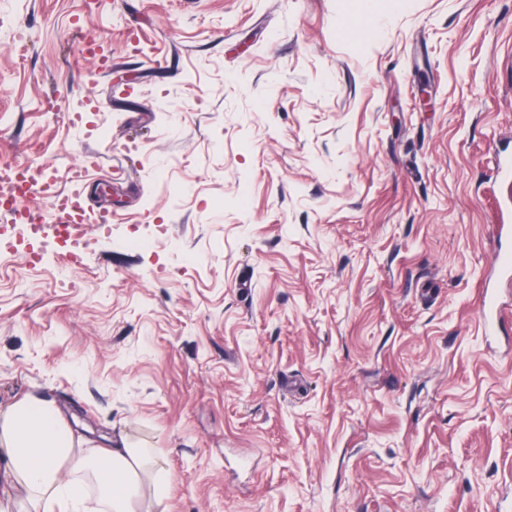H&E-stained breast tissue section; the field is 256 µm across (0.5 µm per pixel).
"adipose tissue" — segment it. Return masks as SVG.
Segmentation results:
<instances>
[{"instance_id":"1","label":"adipose tissue","mask_w":512,"mask_h":512,"mask_svg":"<svg viewBox=\"0 0 512 512\" xmlns=\"http://www.w3.org/2000/svg\"><path fill=\"white\" fill-rule=\"evenodd\" d=\"M0 444L7 450L5 472L21 484L42 512H85L88 486L80 472L103 464L100 507L139 512L146 455L126 438L102 449L98 460L76 455L77 441L59 409L26 397L0 412Z\"/></svg>"}]
</instances>
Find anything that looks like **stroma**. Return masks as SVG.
I'll use <instances>...</instances> for the list:
<instances>
[{"mask_svg":"<svg viewBox=\"0 0 512 512\" xmlns=\"http://www.w3.org/2000/svg\"><path fill=\"white\" fill-rule=\"evenodd\" d=\"M512 0H0V410L145 448L163 512H512ZM43 172L41 171H30L29 176L24 173V180L26 182V190L22 196L19 197V207L16 209L19 219L24 223L31 224L34 230H43L45 224H41L40 219L37 217L36 213L31 210L28 205H21V203L26 199L29 195H31L36 189L38 185L41 184ZM31 214L35 216V223L32 222ZM79 197L77 195H64L59 196V200H55L53 206L58 214L57 222L52 224V228L56 231L55 227L59 224H68L71 227V231L74 228H79L87 220L88 215L84 209L79 214H74L72 211V198Z\"/></svg>","mask_w":512,"mask_h":512,"instance_id":"35a3bbf8","label":"stroma"}]
</instances>
